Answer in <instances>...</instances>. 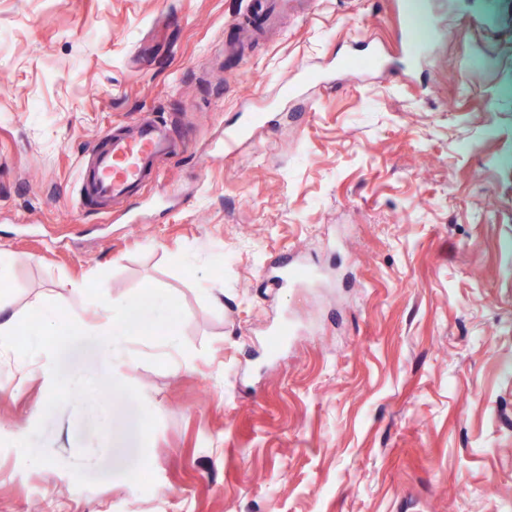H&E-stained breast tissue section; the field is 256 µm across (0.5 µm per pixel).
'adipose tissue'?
Listing matches in <instances>:
<instances>
[{"label": "adipose tissue", "instance_id": "obj_1", "mask_svg": "<svg viewBox=\"0 0 512 512\" xmlns=\"http://www.w3.org/2000/svg\"><path fill=\"white\" fill-rule=\"evenodd\" d=\"M37 312L41 322V328L36 337L40 344H62L71 330L103 337L105 340V355L112 358L119 356L124 351L126 331L114 306L102 305L101 311L95 319L87 320L80 315H72L61 318L58 310L50 303L44 302L38 305Z\"/></svg>", "mask_w": 512, "mask_h": 512}]
</instances>
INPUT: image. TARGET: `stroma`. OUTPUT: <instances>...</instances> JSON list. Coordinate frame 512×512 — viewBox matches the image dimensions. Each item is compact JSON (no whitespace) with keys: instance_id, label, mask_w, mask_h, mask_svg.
Wrapping results in <instances>:
<instances>
[{"instance_id":"1","label":"stroma","mask_w":512,"mask_h":512,"mask_svg":"<svg viewBox=\"0 0 512 512\" xmlns=\"http://www.w3.org/2000/svg\"><path fill=\"white\" fill-rule=\"evenodd\" d=\"M249 0H0V298L92 316L0 352V512H512V0L415 18L408 76L336 59L392 0H311L237 50ZM160 114L142 197L77 211L81 162ZM258 117L254 140L224 133ZM286 256L316 288L265 277ZM179 317L141 335L145 287ZM292 331L271 345L281 325ZM42 328L36 334H25L35 336L40 345L52 343L62 344L71 330L78 329L82 332L95 336H103L105 340V357L107 362L112 357L119 356L124 351V344L127 336L117 315L114 304H102L101 312L93 320H86L78 314H74L64 320L58 310L50 303L43 302L36 308Z\"/></svg>"}]
</instances>
